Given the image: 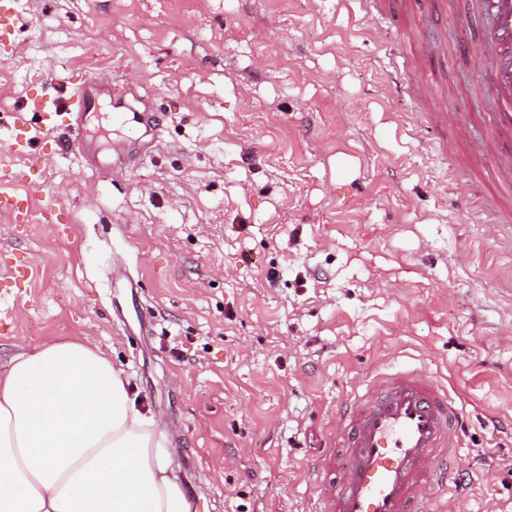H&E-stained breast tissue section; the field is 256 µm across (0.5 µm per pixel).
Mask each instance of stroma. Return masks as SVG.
<instances>
[{
	"label": "stroma",
	"mask_w": 512,
	"mask_h": 512,
	"mask_svg": "<svg viewBox=\"0 0 512 512\" xmlns=\"http://www.w3.org/2000/svg\"><path fill=\"white\" fill-rule=\"evenodd\" d=\"M486 15L429 0H22L0 41V171L19 168L36 96L90 83L85 133L44 135L38 186L0 180V370L80 337L127 376L181 463L196 512H310L307 469L343 400L413 364L467 418L458 490L425 512H512V223L468 198L484 163L441 154L490 121L463 51ZM446 44L389 81L394 41ZM429 81L424 103L405 85ZM161 124L138 145L116 100ZM122 150L137 162L115 166ZM27 264V281L13 267Z\"/></svg>",
	"instance_id": "35a3bbf8"
}]
</instances>
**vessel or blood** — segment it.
Here are the masks:
<instances>
[{
  "label": "vessel or blood",
  "instance_id": "1",
  "mask_svg": "<svg viewBox=\"0 0 512 512\" xmlns=\"http://www.w3.org/2000/svg\"><path fill=\"white\" fill-rule=\"evenodd\" d=\"M435 12L464 19L491 9L486 36L469 45L479 80L490 89L497 110L492 130L474 143L469 154L491 163V179L512 190V154L502 149L512 140V0H432ZM93 108L85 86L61 88L41 98V119L27 129L21 147L22 177L39 182L43 157L37 149L44 132L61 124L74 136L80 154L88 149L82 138ZM113 123L155 138L156 116L129 108L112 115ZM464 428L461 411L444 386L429 371L415 367L378 370L363 393L345 401L333 430L331 446L312 464L317 506L314 512H422V497L447 489L452 476L448 455Z\"/></svg>",
  "mask_w": 512,
  "mask_h": 512
}]
</instances>
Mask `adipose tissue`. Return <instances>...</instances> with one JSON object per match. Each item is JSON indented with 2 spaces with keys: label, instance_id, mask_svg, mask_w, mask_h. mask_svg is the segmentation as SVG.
Listing matches in <instances>:
<instances>
[{
  "label": "adipose tissue",
  "instance_id": "obj_1",
  "mask_svg": "<svg viewBox=\"0 0 512 512\" xmlns=\"http://www.w3.org/2000/svg\"><path fill=\"white\" fill-rule=\"evenodd\" d=\"M157 427L87 342L15 353L0 372V512H194Z\"/></svg>",
  "mask_w": 512,
  "mask_h": 512
}]
</instances>
